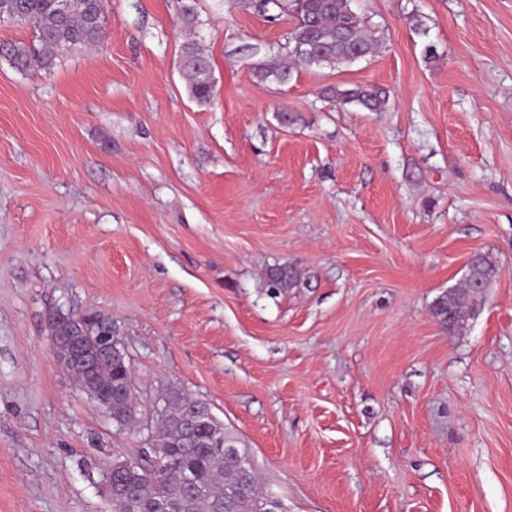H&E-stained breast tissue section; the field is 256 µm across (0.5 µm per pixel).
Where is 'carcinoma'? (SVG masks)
I'll return each instance as SVG.
<instances>
[{"instance_id": "cac0c4a2", "label": "carcinoma", "mask_w": 512, "mask_h": 512, "mask_svg": "<svg viewBox=\"0 0 512 512\" xmlns=\"http://www.w3.org/2000/svg\"><path fill=\"white\" fill-rule=\"evenodd\" d=\"M255 10L267 14H292L296 18L285 43L284 65L258 68L262 78L288 81L292 70L306 69L323 62L350 63L374 53L380 37L364 25L353 9L355 0H253ZM178 11L188 28L196 24L195 0H178ZM0 17L16 24L31 23L39 46L8 43L0 54L19 71L34 66L50 71L58 62L96 46L106 37L100 4L91 0H0ZM180 67L190 84L194 99L203 103L214 94L212 67L208 54L196 39L184 42ZM336 99L355 103L370 112L385 105L383 92L366 87L336 91ZM497 269L478 254L469 265L461 289H450L433 301L431 311L443 328L457 327L466 309L483 301ZM294 272L274 268L268 273L269 287L289 286ZM80 326L64 315L59 323L58 348L69 347ZM78 383L93 381L101 403L112 404V420L118 425L138 420V405L132 396L134 379L129 359L109 360L100 355L94 368L83 366L71 371ZM159 420L151 433L159 442L158 451L145 453L144 461L116 460L100 468V478L109 484L110 472L120 469V484L107 491L109 512H266L271 494L255 467L248 470L224 457L218 440L236 443L210 408L192 399L177 387L165 389Z\"/></svg>"}]
</instances>
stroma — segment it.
Instances as JSON below:
<instances>
[{
	"label": "stroma",
	"instance_id": "35a3bbf8",
	"mask_svg": "<svg viewBox=\"0 0 512 512\" xmlns=\"http://www.w3.org/2000/svg\"><path fill=\"white\" fill-rule=\"evenodd\" d=\"M102 5L97 48L0 58V512H103L99 467L147 446L55 361L84 309L143 419L206 403L288 512H512V0H356L377 50L285 84L257 69L293 18L197 0L204 104L175 0ZM477 253L498 273L445 329ZM180 67L189 80L193 98L200 103L209 101L214 94L212 67L208 54L198 40L184 42ZM336 99L344 104L355 103L370 112H380L385 105L386 96L382 91L361 86L337 90ZM81 332L80 326L73 320H71L67 315L62 316L61 321L59 323V335L56 336L55 329L53 324L50 323V346L53 352V355L56 361L59 363V360L56 356V346L58 344V349H67L71 342V336H79ZM60 336V339H59ZM59 340V343H58Z\"/></svg>",
	"mask_w": 512,
	"mask_h": 512
}]
</instances>
